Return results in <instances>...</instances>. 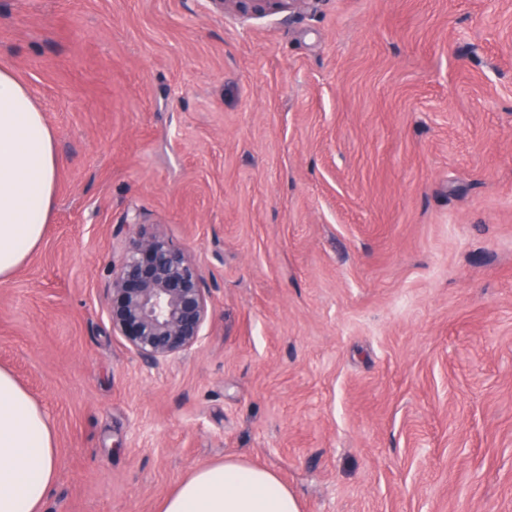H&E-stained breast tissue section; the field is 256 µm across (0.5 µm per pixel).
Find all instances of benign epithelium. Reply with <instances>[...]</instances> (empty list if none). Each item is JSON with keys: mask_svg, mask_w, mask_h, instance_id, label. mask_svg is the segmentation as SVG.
Instances as JSON below:
<instances>
[{"mask_svg": "<svg viewBox=\"0 0 512 512\" xmlns=\"http://www.w3.org/2000/svg\"><path fill=\"white\" fill-rule=\"evenodd\" d=\"M243 15L292 12L306 0H213ZM112 329L149 365L187 352L202 340L208 315L201 275L164 240L139 237L112 271Z\"/></svg>", "mask_w": 512, "mask_h": 512, "instance_id": "7a95c632", "label": "benign epithelium"}]
</instances>
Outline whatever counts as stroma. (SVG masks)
I'll return each mask as SVG.
<instances>
[{
  "mask_svg": "<svg viewBox=\"0 0 512 512\" xmlns=\"http://www.w3.org/2000/svg\"><path fill=\"white\" fill-rule=\"evenodd\" d=\"M0 69L56 134L0 283L45 512H159L230 458L301 512H512V0H0ZM142 235L208 301L153 366L108 315ZM224 10H231L243 15L263 14L266 12H292L306 0H213Z\"/></svg>",
  "mask_w": 512,
  "mask_h": 512,
  "instance_id": "35a3bbf8",
  "label": "stroma"
}]
</instances>
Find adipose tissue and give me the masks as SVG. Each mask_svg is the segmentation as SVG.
<instances>
[{
    "mask_svg": "<svg viewBox=\"0 0 512 512\" xmlns=\"http://www.w3.org/2000/svg\"><path fill=\"white\" fill-rule=\"evenodd\" d=\"M55 134L28 88L0 70V283L40 244L56 195ZM57 475L55 427L0 369V512H44ZM161 512H300L272 470L239 460L196 469Z\"/></svg>",
    "mask_w": 512,
    "mask_h": 512,
    "instance_id": "obj_1",
    "label": "adipose tissue"
}]
</instances>
